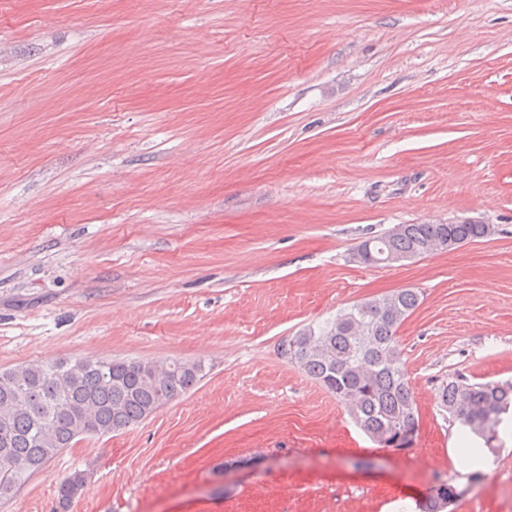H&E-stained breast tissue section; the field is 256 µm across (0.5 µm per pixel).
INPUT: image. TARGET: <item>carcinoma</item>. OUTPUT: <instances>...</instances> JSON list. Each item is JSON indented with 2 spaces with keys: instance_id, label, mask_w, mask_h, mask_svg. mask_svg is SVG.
Here are the masks:
<instances>
[{
  "instance_id": "1",
  "label": "carcinoma",
  "mask_w": 512,
  "mask_h": 512,
  "mask_svg": "<svg viewBox=\"0 0 512 512\" xmlns=\"http://www.w3.org/2000/svg\"><path fill=\"white\" fill-rule=\"evenodd\" d=\"M486 238L485 225L402 224L371 235L378 263L391 265ZM420 304L412 289L355 303L309 325L281 343V354L347 408L375 444L411 449L419 436L416 400L397 333ZM205 376L199 362L139 359L33 362L0 371V502L8 500L79 437L106 436L142 422L191 392ZM437 403L452 422L490 450L497 448L503 416L512 412V382H470L456 375L441 382ZM86 476L75 471L57 487L53 512H68ZM460 496L442 482L418 505L444 512Z\"/></svg>"
}]
</instances>
